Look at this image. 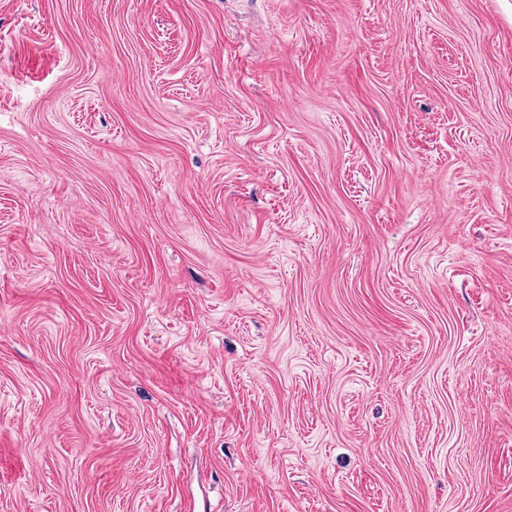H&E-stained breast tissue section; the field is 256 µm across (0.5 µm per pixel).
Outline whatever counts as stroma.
Wrapping results in <instances>:
<instances>
[{
    "label": "stroma",
    "instance_id": "obj_1",
    "mask_svg": "<svg viewBox=\"0 0 512 512\" xmlns=\"http://www.w3.org/2000/svg\"><path fill=\"white\" fill-rule=\"evenodd\" d=\"M0 512H512V0H0Z\"/></svg>",
    "mask_w": 512,
    "mask_h": 512
}]
</instances>
